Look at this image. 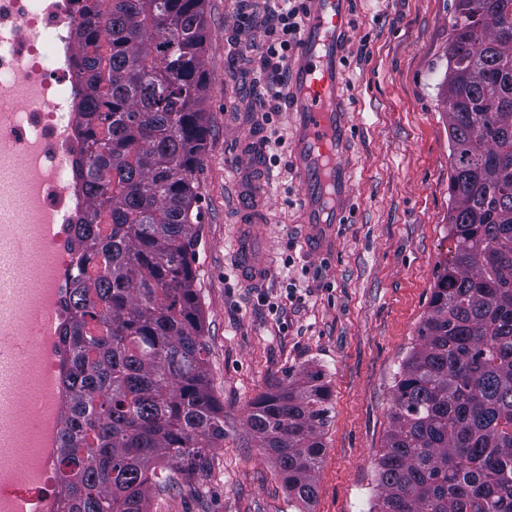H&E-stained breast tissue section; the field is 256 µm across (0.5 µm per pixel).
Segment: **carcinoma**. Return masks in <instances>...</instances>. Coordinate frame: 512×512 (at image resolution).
Instances as JSON below:
<instances>
[{
	"mask_svg": "<svg viewBox=\"0 0 512 512\" xmlns=\"http://www.w3.org/2000/svg\"><path fill=\"white\" fill-rule=\"evenodd\" d=\"M205 0H112L74 29L79 277L59 440V512H148L169 468L224 444L193 271L209 124ZM448 238L393 385L369 512H512V0H454L443 92ZM330 392L287 372L246 424L299 512L317 498Z\"/></svg>",
	"mask_w": 512,
	"mask_h": 512,
	"instance_id": "obj_1",
	"label": "carcinoma"
}]
</instances>
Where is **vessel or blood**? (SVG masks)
Listing matches in <instances>:
<instances>
[{"label":"vessel or blood","mask_w":512,"mask_h":512,"mask_svg":"<svg viewBox=\"0 0 512 512\" xmlns=\"http://www.w3.org/2000/svg\"><path fill=\"white\" fill-rule=\"evenodd\" d=\"M309 8L291 66L287 109L292 116L288 161L302 181L301 209L309 228V251L333 253L336 227L352 203V171L347 158L353 137L343 85V41L351 0H307ZM267 181H259L234 240L237 271L247 284L263 282L270 259L253 230L265 206Z\"/></svg>","instance_id":"1"}]
</instances>
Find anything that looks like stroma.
I'll use <instances>...</instances> for the list:
<instances>
[{"label": "stroma", "instance_id": "35a3bbf8", "mask_svg": "<svg viewBox=\"0 0 512 512\" xmlns=\"http://www.w3.org/2000/svg\"><path fill=\"white\" fill-rule=\"evenodd\" d=\"M353 2L343 90L354 128V208L336 227L335 252L317 260L305 245L301 181L287 160V101L254 81L249 46L261 32L239 30L243 0H206L210 132L195 174L193 268L224 445L210 451L202 478L154 495L150 512H296L246 418L286 372L303 369L321 371L330 389L311 512H368L377 493L394 381L454 250L440 95L453 0ZM252 145L270 177L258 234L272 268L258 287L240 280L232 253L250 206L241 154Z\"/></svg>", "mask_w": 512, "mask_h": 512}]
</instances>
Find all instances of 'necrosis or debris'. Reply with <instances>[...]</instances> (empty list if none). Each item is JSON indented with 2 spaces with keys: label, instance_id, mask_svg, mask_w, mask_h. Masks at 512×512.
Returning <instances> with one entry per match:
<instances>
[{
  "label": "necrosis or debris",
  "instance_id": "1",
  "mask_svg": "<svg viewBox=\"0 0 512 512\" xmlns=\"http://www.w3.org/2000/svg\"><path fill=\"white\" fill-rule=\"evenodd\" d=\"M81 16L79 0H0V245L26 238L16 266L29 283L0 304V342L19 341L29 321L47 318L35 363L51 381L49 398L36 406L27 398L31 375L0 367L15 401L0 411V512H16L22 501L31 512L57 509V447L69 403L63 379L71 359L62 330L72 317L62 296L78 277L76 212L84 203L74 162L86 144L70 115L80 80L70 33ZM46 251L59 257L52 275L33 264L34 255ZM34 418L44 420L45 430L30 476L13 442L28 439Z\"/></svg>",
  "mask_w": 512,
  "mask_h": 512
}]
</instances>
